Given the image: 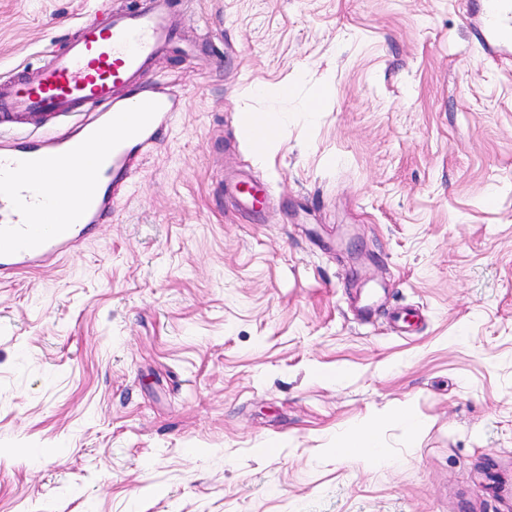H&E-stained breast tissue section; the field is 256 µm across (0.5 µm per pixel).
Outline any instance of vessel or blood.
Listing matches in <instances>:
<instances>
[{
  "label": "vessel or blood",
  "instance_id": "obj_1",
  "mask_svg": "<svg viewBox=\"0 0 512 512\" xmlns=\"http://www.w3.org/2000/svg\"><path fill=\"white\" fill-rule=\"evenodd\" d=\"M172 0H138L130 9H102L99 23L80 24L62 53L41 67L0 79V112L48 116L100 108V119L81 124L73 136L19 141L0 147V280L24 269H48L82 241L92 225L111 211L110 187L128 176L139 153L170 126V98L143 77L171 42ZM512 38V0H498L487 16L480 43L484 51ZM96 145L94 154L74 157L73 142ZM79 168L82 188L68 200L67 221L35 230L32 219L49 202L36 174Z\"/></svg>",
  "mask_w": 512,
  "mask_h": 512
}]
</instances>
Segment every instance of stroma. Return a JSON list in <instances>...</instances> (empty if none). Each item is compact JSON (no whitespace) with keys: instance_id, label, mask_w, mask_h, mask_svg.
<instances>
[{"instance_id":"stroma-1","label":"stroma","mask_w":512,"mask_h":512,"mask_svg":"<svg viewBox=\"0 0 512 512\" xmlns=\"http://www.w3.org/2000/svg\"><path fill=\"white\" fill-rule=\"evenodd\" d=\"M97 6L0 0V77ZM479 9L176 0L146 75L174 123L74 252L0 281V512H512V60ZM368 423L387 466L338 452ZM242 184H244V181L225 184L224 191L226 193H232L238 199L239 203L248 211L254 210L256 207L265 203L266 196L262 189L252 186L255 189V192L259 193V196L257 197L253 193H248L247 191L242 190L240 187Z\"/></svg>"}]
</instances>
